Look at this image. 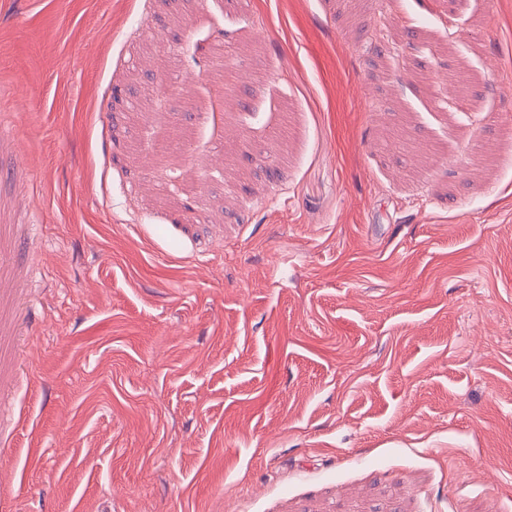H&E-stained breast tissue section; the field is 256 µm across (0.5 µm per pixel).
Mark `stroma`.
Masks as SVG:
<instances>
[{"mask_svg":"<svg viewBox=\"0 0 512 512\" xmlns=\"http://www.w3.org/2000/svg\"><path fill=\"white\" fill-rule=\"evenodd\" d=\"M507 123L512 0H0V512H512Z\"/></svg>","mask_w":512,"mask_h":512,"instance_id":"35a3bbf8","label":"stroma"}]
</instances>
